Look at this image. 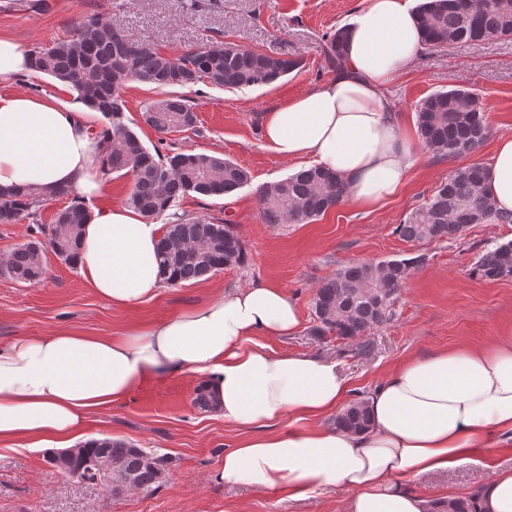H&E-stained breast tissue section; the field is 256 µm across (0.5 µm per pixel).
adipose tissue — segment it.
<instances>
[{
  "instance_id": "adipose-tissue-1",
  "label": "adipose tissue",
  "mask_w": 512,
  "mask_h": 512,
  "mask_svg": "<svg viewBox=\"0 0 512 512\" xmlns=\"http://www.w3.org/2000/svg\"><path fill=\"white\" fill-rule=\"evenodd\" d=\"M423 46L409 0H369L348 23L344 64L332 80L266 112V147L307 159L344 181L347 196L372 206L398 194L416 163L400 114L382 96ZM33 69L17 39L0 36V187H69L99 198L101 116L62 99L5 90ZM485 190L512 212V138L499 139ZM161 226L123 205L96 208L83 225L77 267L115 308L155 297L164 281ZM295 301L280 287L250 285L118 336L61 329L0 346V444L59 450L84 439V425L158 376L193 375L216 412L244 430L224 452L219 477L293 497L352 490L348 512H427L409 480L451 470L471 448L512 445V329L481 347L414 357L366 397L371 427L340 432L318 419L342 406L350 381L336 363L277 354L266 336L297 332ZM313 420L282 430L287 416ZM478 512H512V471L484 481Z\"/></svg>"
}]
</instances>
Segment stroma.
<instances>
[{
  "mask_svg": "<svg viewBox=\"0 0 512 512\" xmlns=\"http://www.w3.org/2000/svg\"><path fill=\"white\" fill-rule=\"evenodd\" d=\"M368 0H0V34L26 47L69 36L74 20L97 15L128 39L146 41L170 53L231 41L268 54L298 56L301 70L261 88L225 89L199 84L184 89L198 120L188 130L159 138L143 124V105L157 98L150 86L129 83L123 93L125 122L146 147L205 153L246 168L249 183L221 198L191 195L180 209L210 221H231L248 260L182 286L162 285L141 305L119 310L100 299L78 268L47 257V278L38 285L0 274V345L19 336H47L73 329L97 336L151 323L220 293L272 282L295 298L299 328L294 335L269 337L278 354L305 353L339 364L353 384V398L366 397L381 379L406 360L456 345L481 346L512 325V280L494 283L469 277L485 247L512 241V224H475L457 241L412 245L394 232L397 224L429 197L455 168L491 160L497 139L512 138V39L421 49L386 95L414 125V106L438 90L468 89L490 116L489 133L471 158L437 157L418 150L407 185L382 204L365 209L345 201L310 224L264 223L256 202L260 186L301 169L262 141L264 112L333 78L323 56L324 33L343 26ZM421 256L397 315L372 332L369 351L354 343L311 332L310 302L315 287L343 266L364 261ZM197 378L163 377L145 382L129 396L90 416L88 436H112L173 459L151 493L131 490L115 497L99 484L65 475L35 448L0 447V512H346L348 495L323 492L294 499L282 490H255L219 482L218 464L242 430L193 404ZM512 469V447L472 449L469 460L410 484L427 501L476 494L494 471Z\"/></svg>",
  "mask_w": 512,
  "mask_h": 512,
  "instance_id": "35a3bbf8",
  "label": "stroma"
}]
</instances>
